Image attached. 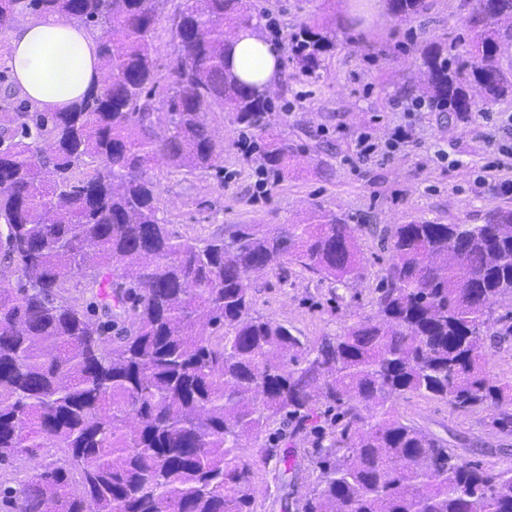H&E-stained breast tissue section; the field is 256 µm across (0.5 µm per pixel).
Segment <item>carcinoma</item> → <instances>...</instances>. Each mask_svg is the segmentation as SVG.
<instances>
[{
  "mask_svg": "<svg viewBox=\"0 0 512 512\" xmlns=\"http://www.w3.org/2000/svg\"><path fill=\"white\" fill-rule=\"evenodd\" d=\"M170 0H0V36L20 15L53 13L97 35L98 85L71 112L0 105V466L17 449L60 448L61 464L0 482L6 512H255L269 422L314 436L316 487L301 512H512V467L461 460L395 415L400 398L498 410L512 432V380L485 371L489 337L511 336L493 305L512 302V209L481 224L414 219L384 229L389 258L375 314L314 345L255 314L251 276L289 260L318 281L364 276L354 228L316 205L303 224H230L205 239L158 217L154 170L220 171L218 108L247 130L276 181L299 156L266 130L269 93L229 66V35L252 25L250 0H180L158 76L151 37ZM472 35L443 52L425 42L415 87L433 112L465 119L512 96V0H475ZM425 0H391L420 13ZM315 77L336 29L289 37ZM77 281L95 298L71 303Z\"/></svg>",
  "mask_w": 512,
  "mask_h": 512,
  "instance_id": "cac0c4a2",
  "label": "carcinoma"
}]
</instances>
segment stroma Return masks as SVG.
Instances as JSON below:
<instances>
[{
	"label": "stroma",
	"instance_id": "stroma-1",
	"mask_svg": "<svg viewBox=\"0 0 512 512\" xmlns=\"http://www.w3.org/2000/svg\"><path fill=\"white\" fill-rule=\"evenodd\" d=\"M423 12L367 23L348 22L338 34L326 69L302 77L290 60L288 35L300 24L345 16L342 0H252L260 29L278 46L284 77L271 90L272 129L306 148L308 156L332 166L330 175L315 168L260 187L254 157L239 147V127L228 112H214L210 124L224 141L222 176L161 174L162 210L176 235L204 239L228 224H288L313 205L351 218L365 257L366 277L336 288L317 282L286 262L252 276L256 310L288 326L302 342L315 344L339 333L358 318L374 314L372 299L386 265L379 228L425 219L442 224H479L486 212L512 207V167H498L511 137L494 133L512 115V97L478 106L468 119L416 106L411 89L421 74L425 42H455L469 35L473 0H426ZM410 139L393 151L385 146L397 131ZM375 154H357L359 137ZM395 412L437 436L466 461L501 469L512 466V433L491 421L496 409L452 410L440 400H398ZM271 456L260 461L255 480L256 512H300L314 488L312 437H290L286 422L272 423L260 437ZM291 472H284L282 456Z\"/></svg>",
	"mask_w": 512,
	"mask_h": 512
}]
</instances>
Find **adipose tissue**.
<instances>
[{
    "label": "adipose tissue",
    "mask_w": 512,
    "mask_h": 512,
    "mask_svg": "<svg viewBox=\"0 0 512 512\" xmlns=\"http://www.w3.org/2000/svg\"><path fill=\"white\" fill-rule=\"evenodd\" d=\"M8 37V64L14 88L39 110L72 109L95 84L99 74L98 46L85 28L45 14L13 25ZM235 41L231 65L240 78L261 89L282 79L280 53L259 28L240 29Z\"/></svg>",
    "instance_id": "ef3b65f1"
}]
</instances>
